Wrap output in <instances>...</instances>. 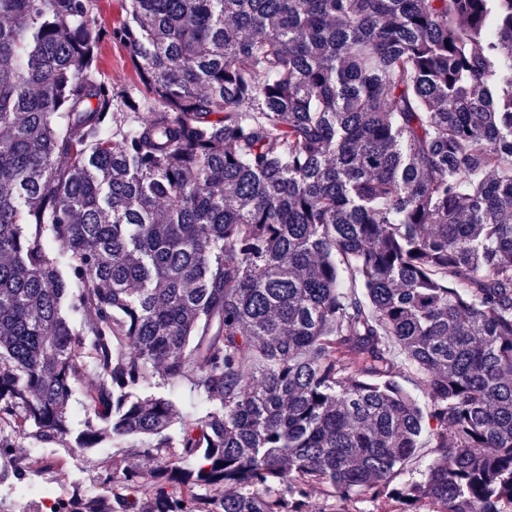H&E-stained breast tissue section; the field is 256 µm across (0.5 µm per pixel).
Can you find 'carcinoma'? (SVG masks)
I'll use <instances>...</instances> for the list:
<instances>
[{
	"instance_id": "obj_1",
	"label": "carcinoma",
	"mask_w": 512,
	"mask_h": 512,
	"mask_svg": "<svg viewBox=\"0 0 512 512\" xmlns=\"http://www.w3.org/2000/svg\"><path fill=\"white\" fill-rule=\"evenodd\" d=\"M127 2L115 92L92 0H0V420L86 363L74 448L151 462L58 512H512V0ZM98 70L102 78L112 83L117 91L139 84L128 49L121 43L105 38L98 57ZM146 391L148 393L164 395L175 404L178 414L177 423L167 431V434L174 439L178 436L180 422L195 419L199 416V409L196 406L198 401L197 389L187 379L171 384L164 381L161 371L157 370L154 372L151 385ZM421 444L422 447L409 460L405 471L396 478V482H406L413 478L419 479L420 474L424 472L431 459L435 456V448H433L434 445L432 443H428L427 439L424 438Z\"/></svg>"
}]
</instances>
